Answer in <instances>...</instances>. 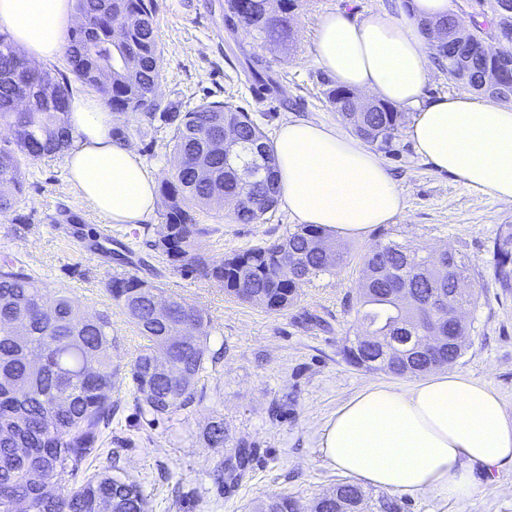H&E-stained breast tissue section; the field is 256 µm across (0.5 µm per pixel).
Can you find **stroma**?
<instances>
[{
  "label": "stroma",
  "instance_id": "35a3bbf8",
  "mask_svg": "<svg viewBox=\"0 0 512 512\" xmlns=\"http://www.w3.org/2000/svg\"><path fill=\"white\" fill-rule=\"evenodd\" d=\"M221 0H154V26L163 52V78L157 94L187 111L206 101H223L248 112L275 138L290 119L321 123L339 132L347 127L330 106L328 76L314 50L322 16L340 7L363 17L396 13L400 0H300L295 39L271 46L245 31L228 33L220 17ZM263 61V79L255 81L243 67L245 56ZM132 132L128 144L155 181L174 169L165 126L144 130L140 115L124 114ZM401 189L405 209L391 224L369 237L341 239L347 260L335 271L302 285L297 303L281 313L237 301L216 284L182 274L150 250L160 215L147 224H112L96 214L70 182L63 156L45 157L24 168V194L18 212L24 223L0 216V254L20 259L45 285L46 297L69 287L87 315L112 312V333L121 345L113 361L127 366L140 337L120 308L105 294L116 274L160 283L211 321L210 347L221 350L204 380L199 403L159 419L142 414L127 385L113 389L120 408L112 420V445L120 466L140 483L149 512H247L251 501L288 494L307 501L330 491L344 476L324 457L322 430L330 416L367 382L405 389L410 379L367 372L350 365L341 348L354 335L356 291L362 257L376 243L393 240L428 253L441 248L467 256L474 267L476 306L466 308L471 325L469 346L453 369L492 385L512 413V290L493 276L491 248L501 225L512 224V205H504L467 188L457 177L437 172L416 154L407 132H400L380 153ZM98 227L132 248L138 263L125 265L93 249L76 225L58 224L60 210ZM213 232L201 251L212 261L271 242L297 228L285 205H277L260 224H238L230 215L204 210ZM223 422L227 448L211 447L208 426ZM244 443L256 453L246 477L229 486L224 473L228 447ZM405 512H512V465L477 481L463 502L432 494L404 495Z\"/></svg>",
  "mask_w": 512,
  "mask_h": 512
}]
</instances>
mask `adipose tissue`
<instances>
[{
  "mask_svg": "<svg viewBox=\"0 0 512 512\" xmlns=\"http://www.w3.org/2000/svg\"><path fill=\"white\" fill-rule=\"evenodd\" d=\"M449 0H410L393 15L364 18L338 9L317 28L319 64L337 84L412 108L416 153L469 189L512 204V104L487 96L424 101L433 77L423 18L448 14ZM74 0H0V31L27 56L51 62L63 51ZM68 176L90 208L113 224H136L158 206L156 185L128 145L112 138L104 102L70 101ZM280 197L303 224L365 238L404 210L380 156L321 124L284 122L273 143ZM325 458L357 482L387 492L468 498L474 468L512 465V415L491 386L440 371L400 390L370 383L343 403L321 437Z\"/></svg>",
  "mask_w": 512,
  "mask_h": 512,
  "instance_id": "adipose-tissue-1",
  "label": "adipose tissue"
}]
</instances>
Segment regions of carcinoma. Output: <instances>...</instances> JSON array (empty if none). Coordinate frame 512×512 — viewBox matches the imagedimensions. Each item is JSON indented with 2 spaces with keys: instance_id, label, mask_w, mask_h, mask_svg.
I'll return each mask as SVG.
<instances>
[{
  "instance_id": "obj_1",
  "label": "carcinoma",
  "mask_w": 512,
  "mask_h": 512,
  "mask_svg": "<svg viewBox=\"0 0 512 512\" xmlns=\"http://www.w3.org/2000/svg\"><path fill=\"white\" fill-rule=\"evenodd\" d=\"M471 26L450 22L447 42L430 43L434 63L470 88L512 104V72L493 80L491 54L512 56V31L494 37L504 0H475ZM298 0H224V26L241 27L266 44L291 40ZM81 17L69 29L65 56L68 71L52 72L23 58L0 33V126L9 131L0 145V214L17 212L24 191L23 163L66 152L72 96L70 77L95 87L112 113L141 114L149 128L159 122L171 130L168 146L181 166L162 181L166 201L153 247L186 275L224 288L246 303L263 295L271 313L288 310L298 290L312 277L330 273L344 260L336 239L320 225L302 224L285 237L252 246L219 263L200 251V240L213 232L199 221L203 209H228L237 224L266 220L278 203L279 187L272 145L247 112L221 101L203 102L179 112L157 97L162 53L153 27V0H76ZM326 96L353 134L380 149L399 135L402 113L382 101L366 105L348 88L330 87ZM238 139L224 143V130ZM250 166L243 182L227 165L228 153ZM319 239L332 251L310 248ZM494 277L512 288V224L501 226L492 247ZM364 263L372 277L357 291L356 317L370 343L345 340L342 353L353 366L393 376H419L433 369L427 351L405 346L397 360L393 342L419 336L442 324L453 340L439 349V359L454 365L464 353L467 332L450 314L477 302L470 283L472 267L457 253L431 267L420 251L393 241L368 250ZM44 284L15 256L0 255V512H147L142 488L120 474L118 459L107 448L117 405L112 388L120 367L112 351V312L91 318L73 290L60 288L53 301ZM106 292L135 326L143 344L130 364L128 378L137 402L153 415L186 409L199 399L198 384L213 360L208 339L211 322L183 298L165 294L160 285L123 274L112 277ZM167 302L160 321L152 302ZM195 334L178 340L183 326ZM167 366L153 368L160 347ZM97 462L94 473L77 481ZM404 512L400 498L382 493L371 498L361 486L343 481L305 507L290 495L259 498L249 512Z\"/></svg>"
}]
</instances>
